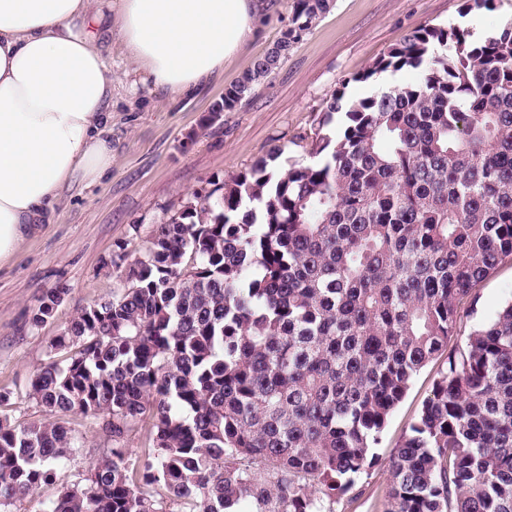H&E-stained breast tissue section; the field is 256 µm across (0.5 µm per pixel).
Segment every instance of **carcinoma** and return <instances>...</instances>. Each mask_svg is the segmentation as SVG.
<instances>
[{
	"label": "carcinoma",
	"mask_w": 512,
	"mask_h": 512,
	"mask_svg": "<svg viewBox=\"0 0 512 512\" xmlns=\"http://www.w3.org/2000/svg\"><path fill=\"white\" fill-rule=\"evenodd\" d=\"M331 7L292 0L211 111H234ZM406 67L418 83L333 95L323 123L347 126L317 135L310 160L280 171L277 146L194 195L144 253L119 247L125 292L77 311L29 382L49 419L0 421V507L56 482L81 447L76 414L110 454L42 512H333L441 358L390 455L386 512H512V300L449 346L512 259V26L480 42L419 27L357 79ZM145 417L153 458L131 468L121 442Z\"/></svg>",
	"instance_id": "cac0c4a2"
}]
</instances>
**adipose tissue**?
I'll use <instances>...</instances> for the list:
<instances>
[{"label":"adipose tissue","mask_w":512,"mask_h":512,"mask_svg":"<svg viewBox=\"0 0 512 512\" xmlns=\"http://www.w3.org/2000/svg\"><path fill=\"white\" fill-rule=\"evenodd\" d=\"M95 0H0V264L75 179L112 165V62L79 29ZM154 87L195 95L251 41L258 0H96Z\"/></svg>","instance_id":"adipose-tissue-1"}]
</instances>
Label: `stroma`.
Listing matches in <instances>:
<instances>
[{"label": "stroma", "instance_id": "35a3bbf8", "mask_svg": "<svg viewBox=\"0 0 512 512\" xmlns=\"http://www.w3.org/2000/svg\"><path fill=\"white\" fill-rule=\"evenodd\" d=\"M291 0H265V18L255 39L223 76L212 79L196 96L171 100L144 82L112 31L109 13L93 26L100 51L112 60V167L93 182L76 181L44 215L38 232L27 237L12 259L0 266V390L10 392L0 418L43 419L27 395L30 379L49 359V345L83 306L121 292L125 286L112 264L118 247L130 255L145 250L157 225L183 202L206 193L212 182L230 180L281 147L276 165L305 159L296 136L343 133L347 120L335 114L322 124L335 92L359 99L394 85L417 83L419 70L406 68L366 82V71L412 30L426 25L455 26L482 41L512 23V0H493L491 9L463 11V0H334L295 45L288 58L235 111L208 122L212 104L225 86L247 70L279 37L289 21ZM62 287L66 294L54 317L41 327L30 315L41 297ZM479 301L465 318L463 331L491 318L512 300V261L503 262L477 288ZM435 360L415 377L394 410L375 451L381 462L362 475L359 494L337 500L334 512H386L391 472L386 464L408 431L441 370ZM69 426L82 446L66 460L64 480H79L112 442L91 420L75 415Z\"/></svg>", "mask_w": 512, "mask_h": 512}]
</instances>
